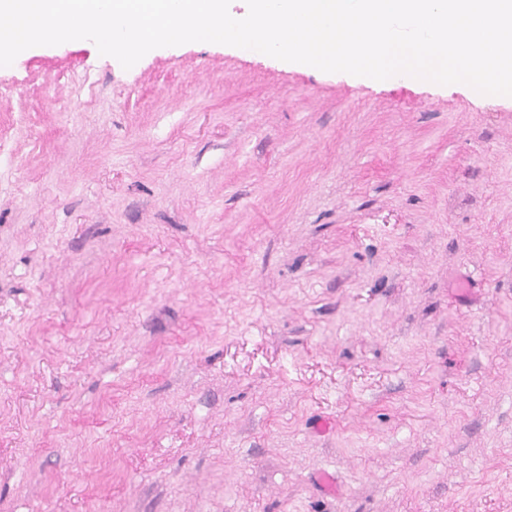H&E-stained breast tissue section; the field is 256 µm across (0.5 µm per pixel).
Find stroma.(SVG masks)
<instances>
[{"instance_id": "stroma-1", "label": "stroma", "mask_w": 512, "mask_h": 512, "mask_svg": "<svg viewBox=\"0 0 512 512\" xmlns=\"http://www.w3.org/2000/svg\"><path fill=\"white\" fill-rule=\"evenodd\" d=\"M0 512H512V104L0 67Z\"/></svg>"}]
</instances>
